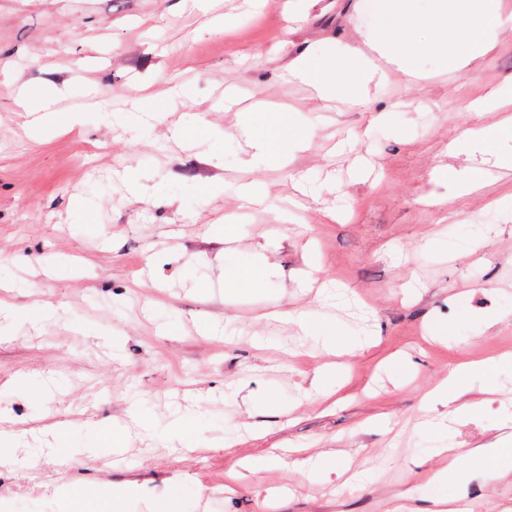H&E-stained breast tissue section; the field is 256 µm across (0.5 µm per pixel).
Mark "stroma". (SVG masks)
Here are the masks:
<instances>
[{"mask_svg":"<svg viewBox=\"0 0 512 512\" xmlns=\"http://www.w3.org/2000/svg\"><path fill=\"white\" fill-rule=\"evenodd\" d=\"M499 2L503 25L466 68L421 53L418 79L393 66L363 104L327 109L288 72L311 46L364 52L365 0H213L207 13L193 0H0V280L21 312L0 318V409L17 435L0 498L15 512H92L128 486L126 512H260L268 496L275 512H434L448 468L410 459L433 439L417 423L448 402L422 401L455 365L512 353V171L462 144L512 119V102L470 109L512 85V0ZM25 90L57 99L56 126L36 137ZM140 102L156 117L134 139L119 119ZM257 103L311 129L284 164L253 162L241 117ZM128 167L139 192L120 179ZM473 167L484 184L465 196L432 178ZM253 181L264 197L246 207L237 190ZM229 215V235L214 233ZM247 259L266 291L229 295L224 270ZM45 306L58 319L31 325ZM300 315L361 347L327 353ZM329 363L342 368L336 405ZM136 402L159 427L194 413L203 450L118 438ZM457 402L477 414L448 433L455 454L499 447L512 373L473 379ZM229 425L241 445L228 450ZM70 444L87 454L69 457ZM274 451L283 466L226 488L236 461ZM318 454L362 480L303 478L297 465ZM511 483L479 470L458 491L512 512Z\"/></svg>","mask_w":512,"mask_h":512,"instance_id":"35a3bbf8","label":"stroma"}]
</instances>
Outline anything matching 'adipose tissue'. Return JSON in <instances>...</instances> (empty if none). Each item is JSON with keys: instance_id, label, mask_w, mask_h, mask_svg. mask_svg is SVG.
<instances>
[{"instance_id": "1", "label": "adipose tissue", "mask_w": 512, "mask_h": 512, "mask_svg": "<svg viewBox=\"0 0 512 512\" xmlns=\"http://www.w3.org/2000/svg\"><path fill=\"white\" fill-rule=\"evenodd\" d=\"M367 6L383 52L405 70H412L414 53L409 35L416 18L410 11L409 0H367ZM500 25L497 0H436L427 45L439 55L444 69L458 71L472 54L484 48L487 34ZM289 75L315 87L324 101L346 98L359 103L367 85L376 77L377 67L372 59L352 52L310 47L299 55ZM256 126L263 130L255 142L257 157L263 163L284 159L289 147L300 143L306 135L290 114L276 108L245 113L243 132H251ZM507 368L512 370L510 354L461 364L432 396L452 397L470 376L479 373L493 377Z\"/></svg>"}]
</instances>
